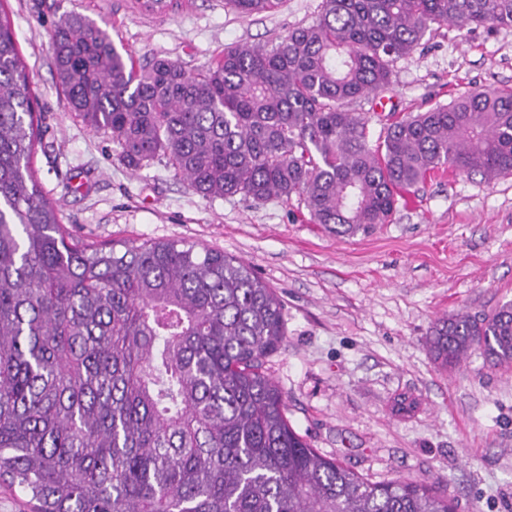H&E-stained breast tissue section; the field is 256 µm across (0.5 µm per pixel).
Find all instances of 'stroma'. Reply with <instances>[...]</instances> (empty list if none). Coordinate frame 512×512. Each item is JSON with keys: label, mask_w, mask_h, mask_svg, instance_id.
<instances>
[{"label": "stroma", "mask_w": 512, "mask_h": 512, "mask_svg": "<svg viewBox=\"0 0 512 512\" xmlns=\"http://www.w3.org/2000/svg\"><path fill=\"white\" fill-rule=\"evenodd\" d=\"M0 0L40 114L33 167L80 239L182 240L224 251L274 288L286 339L266 368L297 433L371 482L428 478L454 512H512V367L472 352L446 371L433 323L512 302V175L438 172L405 193L388 223L338 236L299 198L202 199L166 160L124 166L110 135L69 111L50 32L76 11L107 20L119 51L201 70L225 47L264 43L315 19L321 0H281L241 16L227 0ZM512 89V26L441 25L393 67L390 87L353 102L373 130L473 89Z\"/></svg>", "instance_id": "obj_1"}]
</instances>
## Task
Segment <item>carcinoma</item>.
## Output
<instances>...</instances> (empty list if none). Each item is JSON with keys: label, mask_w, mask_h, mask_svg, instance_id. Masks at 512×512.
Masks as SVG:
<instances>
[{"label": "carcinoma", "mask_w": 512, "mask_h": 512, "mask_svg": "<svg viewBox=\"0 0 512 512\" xmlns=\"http://www.w3.org/2000/svg\"><path fill=\"white\" fill-rule=\"evenodd\" d=\"M244 16L279 0H228ZM512 26V0H322L308 25L206 70H135L107 23L50 33L70 111L138 171L165 158L204 199L297 196L338 235L387 223L444 170L512 174V90L474 91L373 136L353 102L431 25ZM30 74L0 7V480L31 512H452L429 480L373 483L295 431L266 359L282 305L252 268L183 241L73 239L35 174ZM443 369L512 364V303L437 320Z\"/></svg>", "instance_id": "cac0c4a2"}]
</instances>
